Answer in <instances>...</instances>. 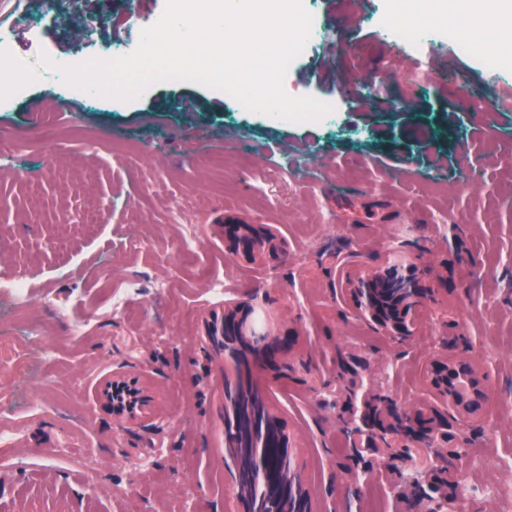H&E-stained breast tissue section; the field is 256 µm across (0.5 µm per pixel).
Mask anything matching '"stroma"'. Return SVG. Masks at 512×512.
<instances>
[{
    "mask_svg": "<svg viewBox=\"0 0 512 512\" xmlns=\"http://www.w3.org/2000/svg\"><path fill=\"white\" fill-rule=\"evenodd\" d=\"M164 9L165 0H53L48 11L0 0V24L13 30L6 55L34 76L26 93L0 94V277L70 303L53 314L0 296V429L11 436L0 447V512H223L233 502L228 367L202 346L209 313L238 302L292 336V369L267 382V401L315 512H364L337 408L351 385L429 407L425 369L450 355L486 373L490 396L482 420L451 423L468 439L452 473L512 487V59L488 71L482 43L461 54L442 31L425 52L405 47L384 33L394 0H318L324 38L285 83L337 107L334 129L235 111L194 82L156 83L130 101L77 99L44 64L48 53L74 66L131 42ZM453 68L491 112L460 111L444 78ZM47 105L51 129L38 113ZM52 136L68 150L50 167ZM183 203L192 225L174 216ZM228 213L277 231L273 268L225 251ZM191 228L195 250L177 254ZM340 260L353 275L396 260L429 267L438 292L413 336L397 341L355 310ZM130 275L144 294L109 312L111 290ZM213 278L224 281L218 300ZM31 322L40 339L27 336ZM340 356L367 367L340 377ZM118 369L151 387L153 425L118 423L96 399ZM368 458L367 484L386 512H428L412 487L392 488L386 451Z\"/></svg>",
    "mask_w": 512,
    "mask_h": 512,
    "instance_id": "obj_1",
    "label": "stroma"
}]
</instances>
